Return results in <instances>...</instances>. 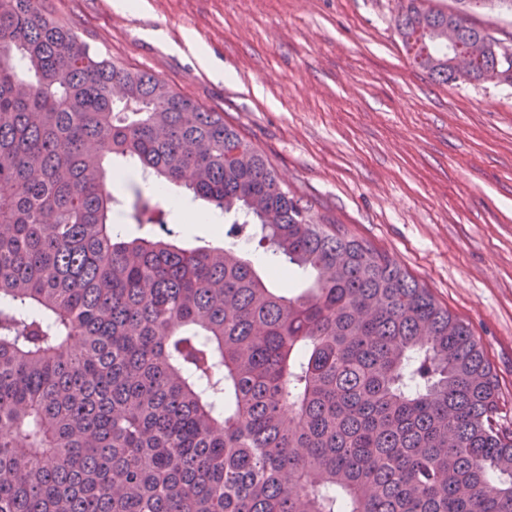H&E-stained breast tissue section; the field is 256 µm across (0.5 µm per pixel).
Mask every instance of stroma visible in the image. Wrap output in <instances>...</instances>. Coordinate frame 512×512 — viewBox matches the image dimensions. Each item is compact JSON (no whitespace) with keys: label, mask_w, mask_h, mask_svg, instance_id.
I'll list each match as a JSON object with an SVG mask.
<instances>
[{"label":"stroma","mask_w":512,"mask_h":512,"mask_svg":"<svg viewBox=\"0 0 512 512\" xmlns=\"http://www.w3.org/2000/svg\"><path fill=\"white\" fill-rule=\"evenodd\" d=\"M89 43L223 113L315 209L479 337L512 405V84L439 83L401 0H47Z\"/></svg>","instance_id":"obj_1"}]
</instances>
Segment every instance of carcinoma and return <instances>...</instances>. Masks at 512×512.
<instances>
[{
    "label": "carcinoma",
    "instance_id": "1",
    "mask_svg": "<svg viewBox=\"0 0 512 512\" xmlns=\"http://www.w3.org/2000/svg\"><path fill=\"white\" fill-rule=\"evenodd\" d=\"M44 0H0V512H512V427L470 325L288 190L241 131L111 59ZM404 0L408 53L482 41L463 0ZM120 161L230 214L181 246ZM118 215L150 226L125 239ZM306 279L270 287L240 241Z\"/></svg>",
    "mask_w": 512,
    "mask_h": 512
}]
</instances>
